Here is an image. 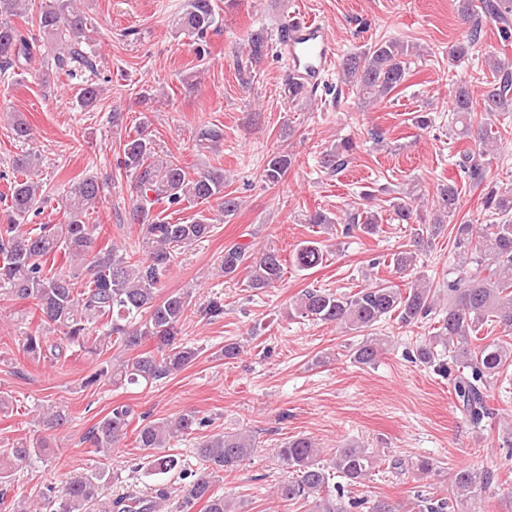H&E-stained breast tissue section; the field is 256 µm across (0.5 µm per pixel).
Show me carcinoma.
<instances>
[{
  "label": "carcinoma",
  "mask_w": 512,
  "mask_h": 512,
  "mask_svg": "<svg viewBox=\"0 0 512 512\" xmlns=\"http://www.w3.org/2000/svg\"><path fill=\"white\" fill-rule=\"evenodd\" d=\"M239 0H185L176 26L199 39L220 31L222 9L230 10ZM77 0H0V80L32 67L42 46L50 44L57 69L80 80L79 100L83 107L100 98L102 87L97 75V56L89 48L94 32ZM494 20L512 23V0H458L461 19L474 21L469 37L448 48V62L455 63L473 49L479 29L476 10ZM31 14V27H20L14 18ZM246 65L241 80L249 84L251 69L269 50V39L262 31H251L244 38ZM411 50L398 41H378L366 50L347 56L340 63L341 79L353 86L365 104L382 102L399 87L410 69ZM488 67L492 79L485 81L480 96L462 81L452 91V110L458 124L454 134L470 142L460 154L457 167L461 178L484 191V207L494 215L512 213V193L486 184L490 164L500 153L502 138L487 119L477 116L476 106L485 113L512 112V65L491 56ZM224 141V129L202 125L196 135L198 150L215 149ZM356 150L353 141L342 139L322 153V167L337 173L349 163ZM293 155L283 151L269 154L262 170L267 185H278L294 164ZM117 166L134 184L135 200L128 221L138 229V251L128 252L115 245L101 246V227L89 223L91 215L106 200L109 183L88 176L70 184L64 196L63 221L40 224L23 230L22 223L44 202L42 185L34 179L31 155L13 162L14 180L10 185V206L0 221V292L32 302L38 312L37 325L18 337L24 354L34 361L59 360L66 352L100 354L117 347L130 356L112 367H101L88 382L101 380L119 386L148 385L184 369L197 356V350L181 342V323L189 304V292L161 294L165 279L179 255L192 244L207 238L214 229L204 215L186 223L170 219L157 210L183 202L215 201L224 217L233 216L239 201L224 193V169L204 168L191 172L170 155L159 153L148 125L120 144ZM462 188L455 181L442 185L433 202L434 212L426 223L413 229L411 250L392 254L390 265L404 275L416 264L417 255L452 225L459 256L448 270L442 285L435 287L418 276L406 290L392 282H378L347 295L322 288H306L293 301L295 314L314 321L334 324L346 331H373L377 323L396 318L408 326L434 317L439 326L434 335L416 346L417 361L448 376L457 400V409L470 425L482 428L494 420L488 403V389L504 368L512 365V343H480L479 329L496 323L512 335V222L501 224H455ZM396 220L409 224L413 205L404 199L393 203ZM382 215L367 208L347 214L342 235H374ZM69 259V270L56 266L58 254ZM294 265L311 270L324 261L321 242L308 240L292 256ZM224 275L243 269L248 287L271 288L281 281L284 264L276 249L269 247L252 254L246 244L224 247ZM149 342L151 347L143 348ZM384 351L382 339L367 335L353 349V359L361 365H374ZM464 371L455 374L453 367ZM70 419L67 410L50 404L38 414L45 431H59ZM133 411L118 404L95 424L84 438L93 453L107 454L128 434ZM204 426L190 411L172 421L147 422L135 428L139 447L150 451L141 469L158 479L155 495L131 498L118 495L103 512H236L224 496L213 491L221 474L239 469L252 455L253 439L242 434H213L198 442V456L205 466L193 470L180 457L166 449L187 439ZM51 443L44 437L17 442L0 452V504L9 490L12 471L19 463L49 456ZM279 465L291 477L280 483L276 495L283 501L302 502L308 512H346L341 489L331 483L334 474L349 485L360 484L378 465V454L371 448L345 445L327 458H321L315 441L306 436L294 438L276 449ZM187 481L175 494L163 482L171 473ZM496 474L490 468L472 463L453 470L448 477V497L419 495L418 512H489ZM201 510H196L198 504ZM98 506V485L87 478L74 477L61 487L49 486L39 499H18L13 512H93Z\"/></svg>",
  "instance_id": "carcinoma-1"
}]
</instances>
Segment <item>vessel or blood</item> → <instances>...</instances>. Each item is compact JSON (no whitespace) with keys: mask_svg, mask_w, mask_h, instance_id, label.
Listing matches in <instances>:
<instances>
[{"mask_svg":"<svg viewBox=\"0 0 512 512\" xmlns=\"http://www.w3.org/2000/svg\"><path fill=\"white\" fill-rule=\"evenodd\" d=\"M280 51L290 73L316 87L335 61L336 44L324 23L304 18L292 21L280 39Z\"/></svg>","mask_w":512,"mask_h":512,"instance_id":"b4317fda","label":"vessel or blood"}]
</instances>
